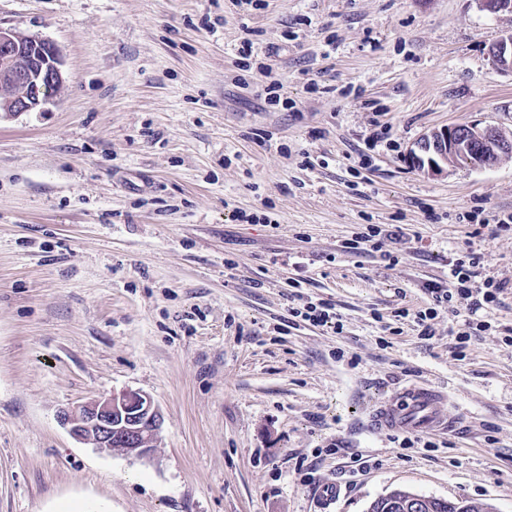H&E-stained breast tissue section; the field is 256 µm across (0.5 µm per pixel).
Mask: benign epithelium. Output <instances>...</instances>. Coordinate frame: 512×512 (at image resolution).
<instances>
[{
    "mask_svg": "<svg viewBox=\"0 0 512 512\" xmlns=\"http://www.w3.org/2000/svg\"><path fill=\"white\" fill-rule=\"evenodd\" d=\"M493 65L512 73V31L494 36L488 45ZM66 79L56 47L34 36L0 27V113L42 112ZM496 156L512 154V141L492 125L455 124L435 129L410 149L413 165L440 175L475 144ZM59 422L77 441L100 452L120 451L140 459L151 457L162 417L150 396L133 390L80 403L58 414Z\"/></svg>",
    "mask_w": 512,
    "mask_h": 512,
    "instance_id": "1",
    "label": "benign epithelium"
}]
</instances>
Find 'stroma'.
Returning a JSON list of instances; mask_svg holds the SVG:
<instances>
[{
	"mask_svg": "<svg viewBox=\"0 0 512 512\" xmlns=\"http://www.w3.org/2000/svg\"><path fill=\"white\" fill-rule=\"evenodd\" d=\"M0 27L52 43L67 74L45 111L0 117V512H317L327 483L333 512L395 489L512 512V231L474 237L458 219L512 212V156L444 176L408 159L446 125L512 140V75L486 54L512 14L476 0H0ZM268 78L274 102L258 93ZM362 224L414 237L393 266L343 253ZM467 245L506 290L458 361L462 319L440 314L422 340L393 314L426 306ZM296 275L342 332L287 326ZM414 380L447 385L454 431L429 450L364 432ZM125 390L162 415L150 459L58 421Z\"/></svg>",
	"mask_w": 512,
	"mask_h": 512,
	"instance_id": "35a3bbf8",
	"label": "stroma"
}]
</instances>
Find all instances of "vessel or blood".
<instances>
[{
	"label": "vessel or blood",
	"instance_id": "vessel-or-blood-1",
	"mask_svg": "<svg viewBox=\"0 0 512 512\" xmlns=\"http://www.w3.org/2000/svg\"><path fill=\"white\" fill-rule=\"evenodd\" d=\"M443 393L428 384H411L376 405L365 429L370 433L434 434L450 430L451 410L442 408Z\"/></svg>",
	"mask_w": 512,
	"mask_h": 512
}]
</instances>
